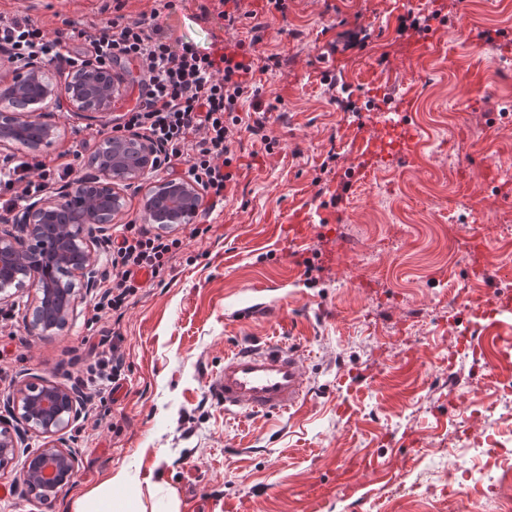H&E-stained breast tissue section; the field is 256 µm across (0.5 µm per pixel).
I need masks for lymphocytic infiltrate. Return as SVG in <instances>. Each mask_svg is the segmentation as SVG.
I'll list each match as a JSON object with an SVG mask.
<instances>
[{
    "instance_id": "1",
    "label": "lymphocytic infiltrate",
    "mask_w": 512,
    "mask_h": 512,
    "mask_svg": "<svg viewBox=\"0 0 512 512\" xmlns=\"http://www.w3.org/2000/svg\"><path fill=\"white\" fill-rule=\"evenodd\" d=\"M170 3L157 0L147 20H115L90 31L71 30V39L90 46L87 58L65 52L61 38L49 37L30 20L0 14V48L19 69L33 59L73 69L89 60L103 68L118 61L135 63L141 84L138 105L119 116L110 136L143 132L157 149V170L170 175L182 172L209 196L208 206L213 209L236 185L232 169L236 134L249 132L268 153L278 145L268 134L264 117H252L240 107L244 99L261 95L257 69L274 70L279 61L270 55L263 66H256L246 45L259 43L257 34L249 41H236L233 51L224 55L216 49L200 50L188 41L172 43L158 23ZM73 169V160L64 152L32 162L0 159V187L9 193L0 201V223H9L18 205L46 194L55 180L66 178ZM182 245V239L148 234L136 222L123 225L112 249V274L103 282L96 310L124 314L139 288L138 274L163 279Z\"/></svg>"
}]
</instances>
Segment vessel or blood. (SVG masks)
Segmentation results:
<instances>
[{
  "label": "vessel or blood",
  "mask_w": 512,
  "mask_h": 512,
  "mask_svg": "<svg viewBox=\"0 0 512 512\" xmlns=\"http://www.w3.org/2000/svg\"><path fill=\"white\" fill-rule=\"evenodd\" d=\"M225 409L274 415L296 407L305 392V378L295 352L271 342L257 349L224 355V371L215 381Z\"/></svg>",
  "instance_id": "vessel-or-blood-1"
}]
</instances>
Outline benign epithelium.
Segmentation results:
<instances>
[{"label":"benign epithelium","instance_id":"7a95c632","mask_svg":"<svg viewBox=\"0 0 512 512\" xmlns=\"http://www.w3.org/2000/svg\"><path fill=\"white\" fill-rule=\"evenodd\" d=\"M43 72L44 64L33 61L23 74L0 73V87L12 91L14 103L13 110L0 113L1 141H11L15 123L27 118L25 89L41 83ZM122 84L119 74L89 64L81 72L80 84L67 90L69 107L104 118L121 96ZM38 124L35 147L50 145L58 126L42 120ZM154 153L152 143L142 136L114 138L111 165L100 166L98 160L90 159L96 175L63 186L60 197L27 206L12 228H0V303L7 301L14 290L33 292L29 321L33 333L45 336L56 326H65L73 316L82 297L70 287V278L80 279L87 293L95 288L97 235L122 215V187L143 177L152 167ZM77 194L103 199L107 206L101 208L92 203L85 208L82 223L69 224L65 221L67 203ZM199 200L200 190L195 182L162 181L150 187L143 209L151 222L159 218L168 226L188 224L195 217ZM45 263L61 267L68 280L43 278ZM12 402L21 410L20 420L46 438L42 450L29 460L26 473L32 478L34 492L49 497L76 474L75 452L56 435L81 418L82 403L75 392L48 381L21 385ZM16 447L14 432L0 423V469Z\"/></svg>","mask_w":512,"mask_h":512}]
</instances>
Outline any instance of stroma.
Listing matches in <instances>:
<instances>
[{"label": "stroma", "instance_id": "stroma-1", "mask_svg": "<svg viewBox=\"0 0 512 512\" xmlns=\"http://www.w3.org/2000/svg\"><path fill=\"white\" fill-rule=\"evenodd\" d=\"M201 0H173L159 23L172 41L222 43ZM262 26L263 102L279 101L267 130L274 153L249 133L233 197L190 225L168 229L182 248L164 283L144 286L121 321L95 316L86 294L63 329L30 332L31 297L0 304V419L24 382L78 388L100 353L123 360L116 391L84 400L63 437L77 473L50 502L23 481L43 447L27 433L0 471V512H73V502L126 469L118 497L144 512H495L494 491L449 508V466L463 446L512 418V0H288L287 13L248 0ZM154 0H129L125 19ZM48 29L106 22L113 0H0ZM360 46L331 52L338 34ZM429 39L427 51L411 45ZM409 111L410 156L362 163L358 141L381 117ZM58 135L39 151L0 146V158L57 155L72 130H110L62 106ZM368 165L371 176L354 174ZM310 218L301 245L288 226ZM256 307L247 315L245 307ZM269 341L295 351L303 402L274 416L225 410L214 382L226 351Z\"/></svg>", "mask_w": 512, "mask_h": 512}]
</instances>
